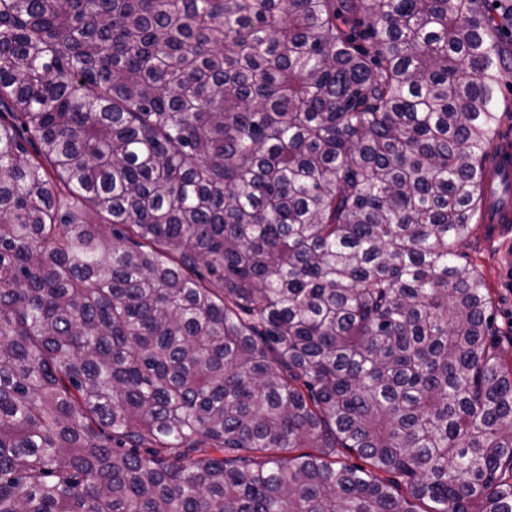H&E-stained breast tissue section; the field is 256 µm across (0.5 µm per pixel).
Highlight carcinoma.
Here are the masks:
<instances>
[{
    "label": "carcinoma",
    "mask_w": 512,
    "mask_h": 512,
    "mask_svg": "<svg viewBox=\"0 0 512 512\" xmlns=\"http://www.w3.org/2000/svg\"><path fill=\"white\" fill-rule=\"evenodd\" d=\"M508 29L0 0V512H512V362L458 261Z\"/></svg>",
    "instance_id": "carcinoma-1"
}]
</instances>
